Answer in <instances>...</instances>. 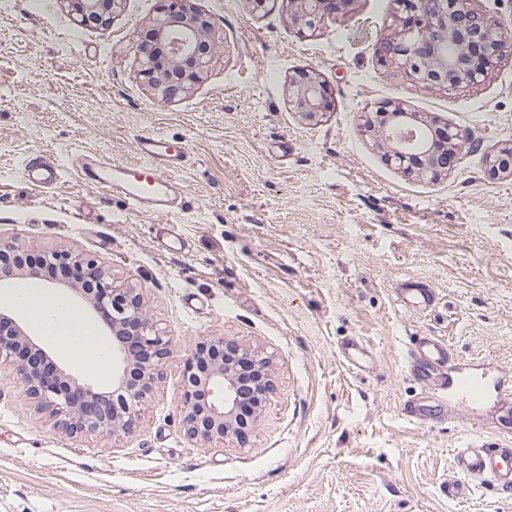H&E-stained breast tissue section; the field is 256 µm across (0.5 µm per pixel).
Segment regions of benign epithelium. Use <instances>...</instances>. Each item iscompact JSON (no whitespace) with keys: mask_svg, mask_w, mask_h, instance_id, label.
<instances>
[{"mask_svg":"<svg viewBox=\"0 0 512 512\" xmlns=\"http://www.w3.org/2000/svg\"><path fill=\"white\" fill-rule=\"evenodd\" d=\"M350 0H286L297 24L316 30L336 14L335 2ZM81 26L105 25L121 0H64ZM192 0H166L161 16L149 26L151 40L133 36L140 74L154 94L168 101L191 88L207 69L220 37L206 13ZM476 0H398L401 28L386 43L382 61L401 68L410 81L444 92L480 85L500 63L501 49L512 43V30L476 8ZM288 107L302 119L319 122L330 109L327 88L315 69L288 79ZM364 129L374 136L387 162L404 173L432 179L448 174V155L462 148L464 136L446 123L401 102H388L365 115ZM486 172L512 179V142L487 156ZM40 265H28L25 254L0 240V275L44 280L68 299L78 298L99 315L112 336V393L83 386L34 342L23 325L0 311V364L16 367L25 396L35 409L70 436L104 430L132 432L140 423L144 399L153 390L164 340L147 317L136 289L128 288L82 253L40 250ZM247 363L256 379L257 422L263 405L275 393L270 359L254 347L224 337L198 341L184 362L182 422L189 438L203 443L234 441L246 445L238 425L247 399Z\"/></svg>","mask_w":512,"mask_h":512,"instance_id":"7a95c632","label":"benign epithelium"}]
</instances>
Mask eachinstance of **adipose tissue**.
<instances>
[{
	"label": "adipose tissue",
	"instance_id": "obj_1",
	"mask_svg": "<svg viewBox=\"0 0 512 512\" xmlns=\"http://www.w3.org/2000/svg\"><path fill=\"white\" fill-rule=\"evenodd\" d=\"M0 302L13 307L62 355L81 349L92 353L101 367L110 365V339L83 311L63 300L56 291L30 281L0 287Z\"/></svg>",
	"mask_w": 512,
	"mask_h": 512
}]
</instances>
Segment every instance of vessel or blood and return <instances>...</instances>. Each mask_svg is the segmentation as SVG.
Returning <instances> with one entry per match:
<instances>
[{
    "label": "vessel or blood",
    "mask_w": 512,
    "mask_h": 512,
    "mask_svg": "<svg viewBox=\"0 0 512 512\" xmlns=\"http://www.w3.org/2000/svg\"><path fill=\"white\" fill-rule=\"evenodd\" d=\"M138 149L143 156L139 164L114 165L95 159L88 168L98 185L123 196L133 210L157 214L173 211L177 206V189L164 173L170 161L164 138L141 139ZM23 174L32 188L46 189L58 182L60 167L52 162L28 161L23 166ZM396 295L401 306L407 309L425 308L435 301L434 290L417 281L401 283ZM408 367L415 376L429 380L447 373L448 383L463 406L482 404L492 395L500 399L512 396V383L505 378L477 376L451 365L447 342L436 336L414 340L408 352ZM456 462L462 477L449 481V498L465 494L464 480L468 477L490 483L506 493L512 491V448L501 447L480 436L468 447L458 450Z\"/></svg>",
    "instance_id": "obj_1"
}]
</instances>
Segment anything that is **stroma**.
<instances>
[{
  "label": "stroma",
  "instance_id": "1",
  "mask_svg": "<svg viewBox=\"0 0 512 512\" xmlns=\"http://www.w3.org/2000/svg\"><path fill=\"white\" fill-rule=\"evenodd\" d=\"M163 2L124 0L108 25L81 27L65 0H0V239L92 258L169 342L130 434L53 429L0 367V512H512L477 482L447 492L472 435L512 442V399L443 416L439 387L406 366L410 337L432 335L457 366L512 375V180L485 172L512 141V47L478 88L448 94L381 63L396 0H353L310 37L282 0L258 17L194 0L222 43L163 102L130 42ZM310 67L333 103L315 125L288 108L289 75ZM399 100L466 135L447 176L403 174L365 132L366 112ZM151 135L184 149L171 215L130 210L76 169L84 154L138 162ZM45 154L62 172L39 191L22 163ZM407 278L437 305L401 307ZM213 336L272 362L276 392L243 448L195 443L181 422L187 350ZM352 338L368 349L356 368L340 352ZM419 397L431 411L415 423Z\"/></svg>",
  "mask_w": 512,
  "mask_h": 512
}]
</instances>
